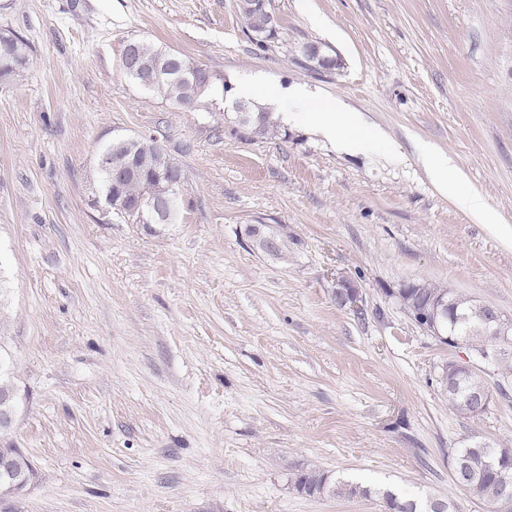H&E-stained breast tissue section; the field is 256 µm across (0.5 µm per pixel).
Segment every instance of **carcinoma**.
<instances>
[{"label": "carcinoma", "mask_w": 512, "mask_h": 512, "mask_svg": "<svg viewBox=\"0 0 512 512\" xmlns=\"http://www.w3.org/2000/svg\"><path fill=\"white\" fill-rule=\"evenodd\" d=\"M236 9L244 19L248 38L264 50L268 42L278 37L282 28L281 19L277 17L272 0H236ZM135 44V56L147 63L166 62L176 67V70L165 78H157L141 70H129L131 58L128 46H123L119 67L122 73L137 87L150 92L161 99L185 111L194 109L198 99L206 92L208 83L199 76L198 65L183 54L156 46L146 40L131 38ZM313 48L319 52L316 60L307 56V50ZM28 46L18 36H8L0 41V65L5 67L9 75L18 73L27 64ZM302 56L313 61L308 69L314 72H330L339 67L338 59L331 54V49L314 43L302 46ZM232 107L236 112L239 125L246 128L253 137H288V132L281 129L279 123L272 119V112L251 102L237 100ZM162 145L155 137L143 138L136 155L132 158L134 172L120 187L112 190V200L133 202L150 193L158 195L160 178L165 166L161 162ZM448 298L444 307L448 332L455 336L465 337L470 350L479 352L487 347L492 338L481 328L477 321H463L461 314L469 307V296L452 288L437 287L429 284L419 285L409 283L399 290V295L409 298L416 297L427 301L436 294ZM439 384L443 393L448 397V404L464 419L474 418V408L468 401V394L480 387L486 386L484 378L478 374L459 375L442 368ZM452 458L462 463L463 470L468 476L466 489L470 494L487 501L495 508V512H512V484L506 485L500 478V473H512V451L502 453L498 448L485 444L483 448L456 449ZM294 487L308 496L314 497H347L368 498L376 493L369 486H363L349 481L335 480L318 468L300 470L293 473ZM385 512H426L429 501H417L411 497L396 494L391 491L383 492Z\"/></svg>", "instance_id": "cac0c4a2"}]
</instances>
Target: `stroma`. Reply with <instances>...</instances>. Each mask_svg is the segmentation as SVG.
I'll use <instances>...</instances> for the list:
<instances>
[{"label":"stroma","instance_id":"1","mask_svg":"<svg viewBox=\"0 0 512 512\" xmlns=\"http://www.w3.org/2000/svg\"><path fill=\"white\" fill-rule=\"evenodd\" d=\"M235 2L0 0V36L28 45L0 82V347L19 394L5 445L37 473L0 512H382L384 490L491 512L451 454L512 448V374L481 367L489 408L458 416L438 375L466 352L398 291L447 286L512 315V234L477 223L423 156L450 157L512 225V0H272L264 50ZM133 37L210 73L194 110L122 75ZM308 42L340 68L302 66ZM245 84L305 87L381 136L344 152L305 112L287 138H251L228 118ZM117 135L179 160L186 223L91 206ZM341 278L359 310L336 305ZM314 466L378 493L297 492Z\"/></svg>","mask_w":512,"mask_h":512}]
</instances>
